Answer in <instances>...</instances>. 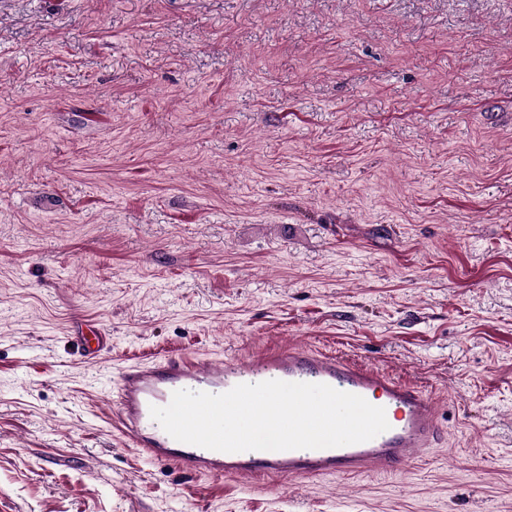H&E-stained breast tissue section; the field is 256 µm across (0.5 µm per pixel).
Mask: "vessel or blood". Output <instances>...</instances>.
Here are the masks:
<instances>
[{"label":"vessel or blood","instance_id":"b4317fda","mask_svg":"<svg viewBox=\"0 0 512 512\" xmlns=\"http://www.w3.org/2000/svg\"><path fill=\"white\" fill-rule=\"evenodd\" d=\"M269 380L321 383L384 408L387 431L336 448L220 452L179 442L152 419L173 392L222 394L239 384ZM114 419L127 446L148 459L215 479L259 476L298 479L387 472L436 447L442 428L431 398L419 387L374 366L291 345L245 358L174 354L126 366L109 384Z\"/></svg>","mask_w":512,"mask_h":512}]
</instances>
